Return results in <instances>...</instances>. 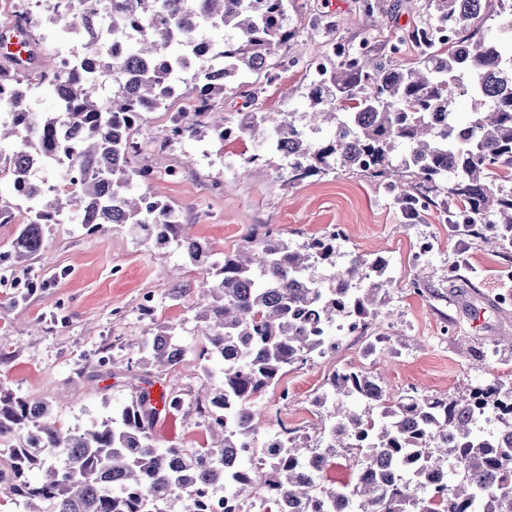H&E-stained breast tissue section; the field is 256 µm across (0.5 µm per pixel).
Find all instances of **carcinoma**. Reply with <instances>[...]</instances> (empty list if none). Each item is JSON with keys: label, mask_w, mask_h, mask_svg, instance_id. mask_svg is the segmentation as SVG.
I'll use <instances>...</instances> for the list:
<instances>
[{"label": "carcinoma", "mask_w": 512, "mask_h": 512, "mask_svg": "<svg viewBox=\"0 0 512 512\" xmlns=\"http://www.w3.org/2000/svg\"><path fill=\"white\" fill-rule=\"evenodd\" d=\"M79 11L55 14L47 4L42 23L78 28L112 20V33L134 40L101 53L96 40L77 53L75 67L55 68L42 54L37 26H3L20 49L0 62V86L10 89L0 121V142L11 143L7 164L17 198L33 204L13 253L15 265L45 250L44 225L127 224L144 243H175L202 271L196 288L209 298L201 355L217 364L194 397L211 436L203 448H160L150 434L158 415L149 380L129 360H112L129 373L130 398L93 425L67 433L51 422L47 403L31 404L0 393V438L13 437L5 491L27 512H166L175 502L195 512L198 498H236L240 512H306L323 500L325 512L347 501V512H512L501 488L512 491V390L497 383L444 399L394 396L377 377L351 368L334 371L314 399L321 409L315 436L299 439L285 427L259 439V400L285 369L336 352V325L354 321L368 329L386 305L393 279L386 264L355 251L336 261V235L292 244L250 228L237 249L222 256L186 232L177 211L151 195L149 170L139 163L137 123L144 112L167 106L173 85L192 84L194 116L178 114L180 138L207 130L220 140L252 137L264 151L295 162L290 182L360 170L390 179L401 201L445 194L464 215L471 236L512 238V42L475 38L484 0H427L451 40L421 25L396 37L419 51L415 65L387 67L365 50L357 57L337 43L331 67L309 86L312 111L303 123L265 112L224 114L214 97L251 87L250 106L272 82L296 32L285 23L288 0H78ZM222 26L224 81L208 78L203 26ZM473 117L460 123L454 89L470 78ZM53 92L52 112L29 107L32 84ZM332 129L329 138L319 137ZM66 157L65 188L32 177L39 149ZM147 350L161 371L176 367L185 349L168 327L130 343ZM356 451L355 482L338 489L325 482L340 452Z\"/></svg>", "instance_id": "carcinoma-1"}]
</instances>
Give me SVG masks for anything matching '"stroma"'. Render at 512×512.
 Wrapping results in <instances>:
<instances>
[{"instance_id":"35a3bbf8","label":"stroma","mask_w":512,"mask_h":512,"mask_svg":"<svg viewBox=\"0 0 512 512\" xmlns=\"http://www.w3.org/2000/svg\"><path fill=\"white\" fill-rule=\"evenodd\" d=\"M316 15L335 21L337 39L368 43L394 68L407 67L418 56L410 45L390 53L394 32L436 20L425 0H376L370 14L362 0H290L288 25L297 33V48L279 79L259 98L260 111H309L305 68L327 49L324 38L309 26ZM191 98V87L181 86L168 109L145 113L139 137L142 163L179 170V177L158 178L153 190L178 209L181 223L196 237L214 251L229 253L253 225H281L283 237L300 243L337 224L345 249L384 257L392 268L391 315L372 328L391 337L392 353L365 360L359 355L362 339L341 336L336 354L290 368L278 388L268 389L262 405L269 430L285 422L315 433L313 399L341 367L383 376L394 394L414 387L422 394L455 398L494 379L512 388V348H500L482 371L474 360L491 339L512 340V246L451 231L433 207L409 220L397 203L400 186L364 173L339 171L292 183L286 159L272 155L242 173L225 170V154L245 158L260 152L259 143L247 136L220 142L200 134L160 148L162 126ZM188 156L194 159L189 166L184 163ZM218 182L224 183V192L211 193L210 185ZM26 220L20 211L12 223L0 224V280L20 282L10 291L0 288V336L7 339L0 345V391L31 402L53 401L61 431L89 426L128 396V376L113 368V359L129 355L141 362L142 354H130L129 343L158 324L171 328L186 353L172 370L150 369L155 388L169 386L195 396L204 379L203 338L195 317L197 295L181 292L180 286L198 273L176 247L157 250L137 242L125 224L98 230L52 224L45 252L22 272L11 267L8 256ZM423 237L431 240L432 249L417 261L413 251ZM420 270L429 289L418 295L412 282ZM26 280L35 282V289L23 288ZM147 294L153 297L150 319L140 311ZM85 359L90 362L86 375L75 379L73 369ZM284 387L293 394L285 406L278 402ZM152 434L161 448H200L208 441L190 404L160 415Z\"/></svg>"}]
</instances>
